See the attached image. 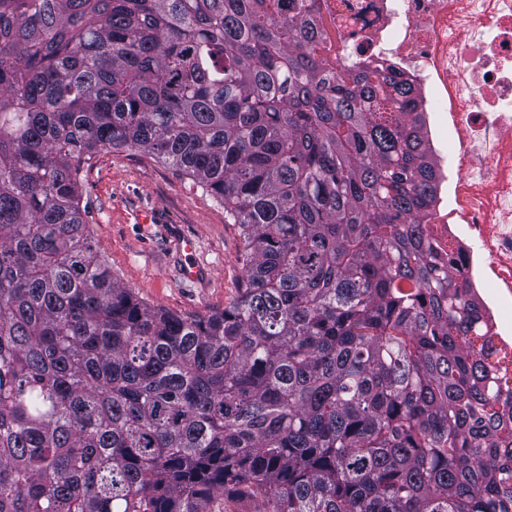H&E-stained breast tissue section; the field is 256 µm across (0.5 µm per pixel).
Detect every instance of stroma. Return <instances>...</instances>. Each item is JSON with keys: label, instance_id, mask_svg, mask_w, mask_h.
Segmentation results:
<instances>
[{"label": "stroma", "instance_id": "stroma-1", "mask_svg": "<svg viewBox=\"0 0 512 512\" xmlns=\"http://www.w3.org/2000/svg\"><path fill=\"white\" fill-rule=\"evenodd\" d=\"M83 182L91 243L125 287L184 317L222 311L234 299L244 274L238 227L188 176L141 151L109 148L94 157ZM138 207L160 209L165 223H135ZM180 231L196 238L200 259L212 269L207 287L178 277Z\"/></svg>", "mask_w": 512, "mask_h": 512}]
</instances>
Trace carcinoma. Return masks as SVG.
Here are the masks:
<instances>
[{"label":"carcinoma","instance_id":"carcinoma-1","mask_svg":"<svg viewBox=\"0 0 512 512\" xmlns=\"http://www.w3.org/2000/svg\"><path fill=\"white\" fill-rule=\"evenodd\" d=\"M282 2L0 0V512H512V351L429 242L415 88ZM122 146L238 225L223 311L88 244Z\"/></svg>","mask_w":512,"mask_h":512}]
</instances>
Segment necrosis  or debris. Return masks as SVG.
<instances>
[{"label": "necrosis or debris", "instance_id": "1", "mask_svg": "<svg viewBox=\"0 0 512 512\" xmlns=\"http://www.w3.org/2000/svg\"><path fill=\"white\" fill-rule=\"evenodd\" d=\"M345 63L385 62L417 89L437 165L465 170L437 193L436 242L462 255L495 342L512 339V0H320ZM447 137H440V130Z\"/></svg>", "mask_w": 512, "mask_h": 512}]
</instances>
